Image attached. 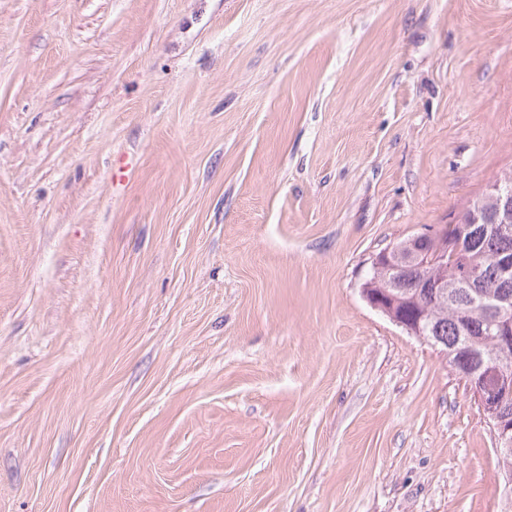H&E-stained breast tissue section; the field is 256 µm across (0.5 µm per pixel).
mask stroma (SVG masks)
<instances>
[{
  "label": "stroma",
  "instance_id": "1",
  "mask_svg": "<svg viewBox=\"0 0 512 512\" xmlns=\"http://www.w3.org/2000/svg\"><path fill=\"white\" fill-rule=\"evenodd\" d=\"M512 169V0H0V512H512L383 249Z\"/></svg>",
  "mask_w": 512,
  "mask_h": 512
}]
</instances>
